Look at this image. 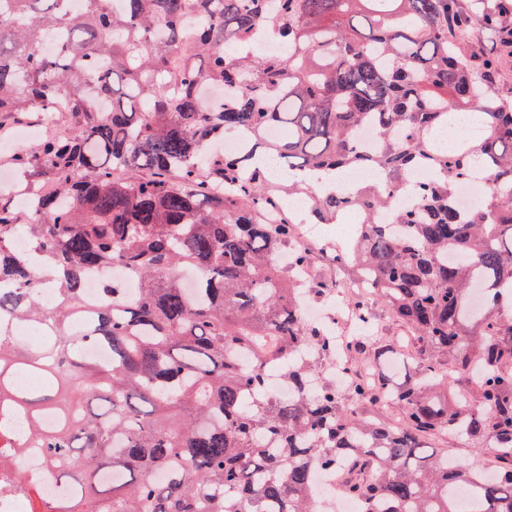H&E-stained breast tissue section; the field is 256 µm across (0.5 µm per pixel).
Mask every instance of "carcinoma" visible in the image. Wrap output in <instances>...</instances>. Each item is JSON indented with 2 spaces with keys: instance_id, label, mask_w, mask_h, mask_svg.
Here are the masks:
<instances>
[{
  "instance_id": "obj_1",
  "label": "carcinoma",
  "mask_w": 512,
  "mask_h": 512,
  "mask_svg": "<svg viewBox=\"0 0 512 512\" xmlns=\"http://www.w3.org/2000/svg\"><path fill=\"white\" fill-rule=\"evenodd\" d=\"M69 2L0 0V135L59 110L67 123L7 161L29 201L0 194V283L17 285L0 315L50 327L37 351L0 334V417L27 420L24 436L0 432V456L44 449L70 489L59 512H318L316 462L351 464L361 512H512V96L494 88L512 0ZM475 24L500 52L462 50ZM269 28L288 52H247ZM207 87L224 99L204 104ZM468 112L480 135L443 147ZM226 131L248 134L239 151L220 148ZM259 148L290 172L375 174L288 195L321 224L362 216L332 260L373 281L358 313L383 303L409 329L405 385L327 377L332 335L297 301L329 282L307 279L314 251L288 215L263 219L280 199ZM475 165L488 197L463 212L453 196ZM420 168L436 177L396 208ZM110 267L136 293L114 282L89 300L84 281ZM269 371L292 396L264 393ZM364 403L401 405L402 427L364 420ZM435 432L494 444V469L428 449Z\"/></svg>"
}]
</instances>
